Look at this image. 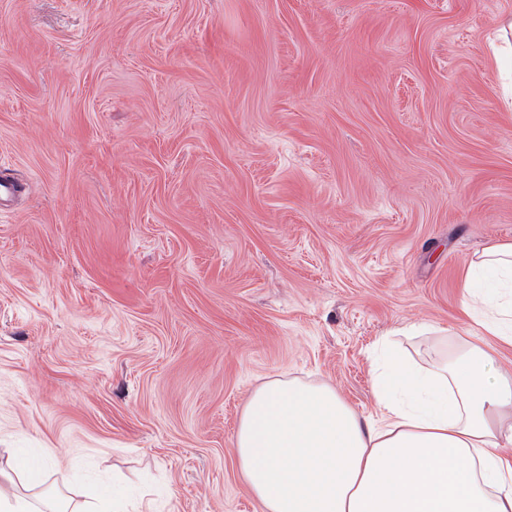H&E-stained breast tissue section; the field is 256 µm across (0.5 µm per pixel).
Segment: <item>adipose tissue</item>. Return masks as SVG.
<instances>
[{
	"label": "adipose tissue",
	"instance_id": "adipose-tissue-1",
	"mask_svg": "<svg viewBox=\"0 0 512 512\" xmlns=\"http://www.w3.org/2000/svg\"><path fill=\"white\" fill-rule=\"evenodd\" d=\"M468 312L512 336V245L472 260ZM440 351L407 360L390 341L372 362L379 420L363 418L328 383L276 377L256 387L234 454L257 512H512V370L484 347L447 350L438 329L413 326ZM0 465V512H70L71 500L16 489Z\"/></svg>",
	"mask_w": 512,
	"mask_h": 512
}]
</instances>
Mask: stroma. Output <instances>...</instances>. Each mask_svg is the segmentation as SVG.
<instances>
[{"label": "stroma", "mask_w": 512, "mask_h": 512, "mask_svg": "<svg viewBox=\"0 0 512 512\" xmlns=\"http://www.w3.org/2000/svg\"><path fill=\"white\" fill-rule=\"evenodd\" d=\"M512 0H0V462L121 512H257L249 393L477 326L512 243ZM481 278L491 279L497 288L472 289L481 288L478 284ZM465 288L470 296L466 303L468 312L492 336L511 341L512 245L492 244L477 253L471 262ZM498 288L508 289L499 291Z\"/></svg>", "instance_id": "35a3bbf8"}]
</instances>
